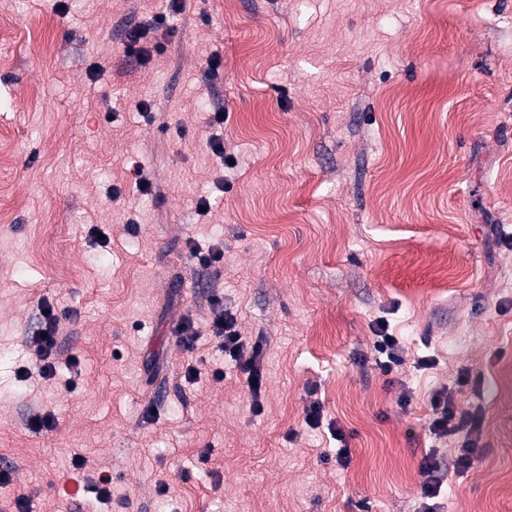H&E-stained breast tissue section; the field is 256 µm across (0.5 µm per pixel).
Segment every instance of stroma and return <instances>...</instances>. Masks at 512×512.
<instances>
[{
  "label": "stroma",
  "instance_id": "1",
  "mask_svg": "<svg viewBox=\"0 0 512 512\" xmlns=\"http://www.w3.org/2000/svg\"><path fill=\"white\" fill-rule=\"evenodd\" d=\"M66 2L0 0V512H418L429 452L438 512H512V0H184L143 64L125 34L167 0ZM218 243L219 278L188 253ZM215 291L264 342L261 413ZM45 299L71 312L48 381ZM443 389L479 418L462 473ZM377 333L378 336H376L374 349L379 355L385 357V360H381L379 357L378 363L383 371L389 373L395 366L397 367L401 364L400 355L398 354L399 343L397 338L392 336L388 332V328L383 324H379V331ZM421 473L424 477L422 484L423 499L431 500L438 496L442 486V473L439 463L433 455H427L421 464Z\"/></svg>",
  "mask_w": 512,
  "mask_h": 512
}]
</instances>
